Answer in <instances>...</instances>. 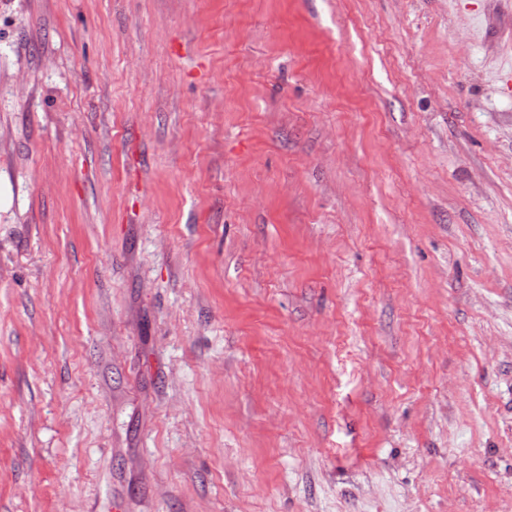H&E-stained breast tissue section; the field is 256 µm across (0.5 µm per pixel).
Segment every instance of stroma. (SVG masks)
<instances>
[{
	"instance_id": "obj_1",
	"label": "stroma",
	"mask_w": 512,
	"mask_h": 512,
	"mask_svg": "<svg viewBox=\"0 0 512 512\" xmlns=\"http://www.w3.org/2000/svg\"><path fill=\"white\" fill-rule=\"evenodd\" d=\"M0 512H512V0H0Z\"/></svg>"
}]
</instances>
